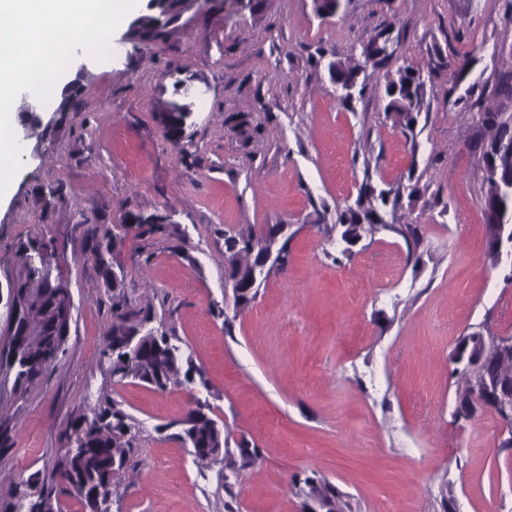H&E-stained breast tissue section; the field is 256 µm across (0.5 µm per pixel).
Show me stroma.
<instances>
[{"label": "stroma", "mask_w": 512, "mask_h": 512, "mask_svg": "<svg viewBox=\"0 0 512 512\" xmlns=\"http://www.w3.org/2000/svg\"><path fill=\"white\" fill-rule=\"evenodd\" d=\"M382 30L385 67H366L339 101L329 62ZM126 34L107 58L71 60L64 99L40 106L0 200V343L18 241L64 245L74 301L65 359L26 393L0 382V510L28 478L54 479L71 420L105 393L142 428L110 512H308L294 489L308 477L336 486L344 512H444L448 498L455 512H512V450L493 414L453 417L451 362L479 325L512 332L475 148L481 112L512 113L494 90L512 70L507 0H342L331 16L314 0H179L155 36ZM464 61L486 91L460 116L448 90ZM405 66L424 81L413 140L384 111L387 75ZM175 104L192 112L177 145L161 122ZM410 172L421 192L394 220L419 225V257L381 233L333 262L324 228L337 209L364 180ZM154 212L179 233L116 244L124 300L151 308L202 369L196 394L223 420L230 458L254 455L230 496L221 465L176 437L186 390L112 382L100 356L114 299L87 257L92 236ZM266 224L286 225L290 262L240 310L224 232Z\"/></svg>", "instance_id": "1"}]
</instances>
